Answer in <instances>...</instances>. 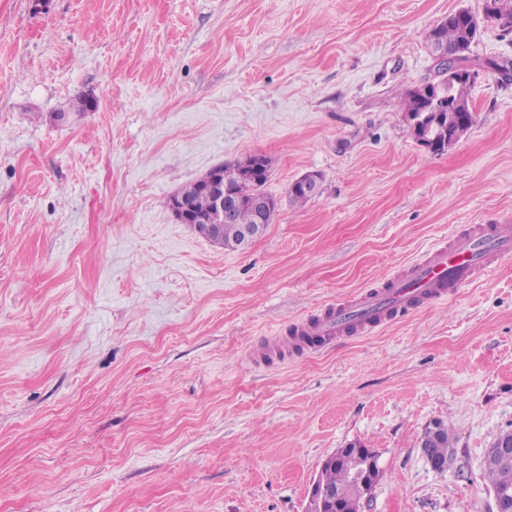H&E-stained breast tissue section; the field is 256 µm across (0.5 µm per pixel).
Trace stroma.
I'll list each match as a JSON object with an SVG mask.
<instances>
[{"label": "stroma", "mask_w": 512, "mask_h": 512, "mask_svg": "<svg viewBox=\"0 0 512 512\" xmlns=\"http://www.w3.org/2000/svg\"><path fill=\"white\" fill-rule=\"evenodd\" d=\"M485 0H0V512H305L337 449L369 512H492L512 429V257L381 332L265 367L249 348L381 285L465 224L512 223V35ZM465 9L474 121L405 119L426 35ZM96 99L88 111L82 99ZM271 157L244 250L168 201ZM315 172L304 206L292 182ZM454 436L446 470L420 448ZM441 128L437 137L441 140L448 138L458 141L472 126L473 115L469 112H440ZM407 123L412 137L419 143L420 146L433 152L438 146L434 139H431L426 134V120L431 115L427 113L425 116L421 114H406Z\"/></svg>", "instance_id": "stroma-1"}]
</instances>
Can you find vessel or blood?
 Masks as SVG:
<instances>
[{
    "instance_id": "1",
    "label": "vessel or blood",
    "mask_w": 512,
    "mask_h": 512,
    "mask_svg": "<svg viewBox=\"0 0 512 512\" xmlns=\"http://www.w3.org/2000/svg\"><path fill=\"white\" fill-rule=\"evenodd\" d=\"M511 256L512 224L469 225L405 266L383 287L362 290L296 320L288 337L263 338L248 358L256 365L282 364L303 349L317 353L342 337L373 335L401 316L447 299Z\"/></svg>"
}]
</instances>
